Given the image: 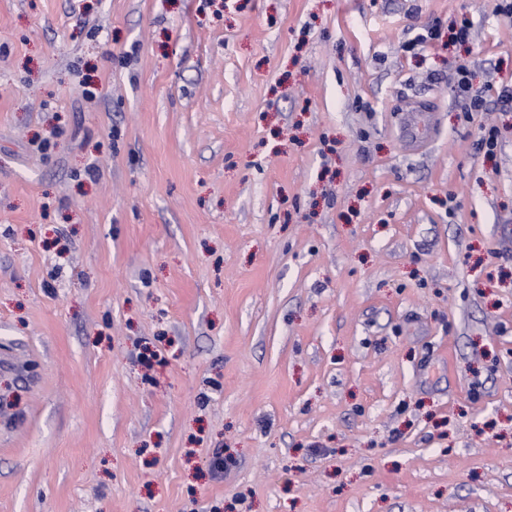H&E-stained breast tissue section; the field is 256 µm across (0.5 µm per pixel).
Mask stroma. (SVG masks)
I'll return each instance as SVG.
<instances>
[{"mask_svg": "<svg viewBox=\"0 0 512 512\" xmlns=\"http://www.w3.org/2000/svg\"><path fill=\"white\" fill-rule=\"evenodd\" d=\"M498 3L0 0V512H512Z\"/></svg>", "mask_w": 512, "mask_h": 512, "instance_id": "35a3bbf8", "label": "stroma"}]
</instances>
